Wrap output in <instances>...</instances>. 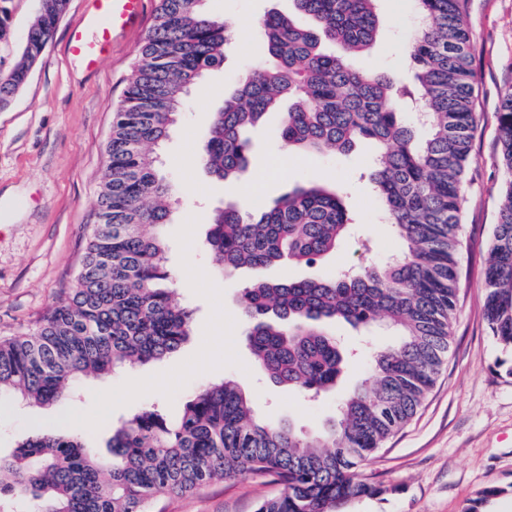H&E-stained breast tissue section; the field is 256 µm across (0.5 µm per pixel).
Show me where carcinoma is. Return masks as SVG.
<instances>
[{
  "instance_id": "obj_1",
  "label": "carcinoma",
  "mask_w": 512,
  "mask_h": 512,
  "mask_svg": "<svg viewBox=\"0 0 512 512\" xmlns=\"http://www.w3.org/2000/svg\"><path fill=\"white\" fill-rule=\"evenodd\" d=\"M9 2L0 0V44L11 39ZM38 2L14 62L0 66V110L28 82L69 5ZM205 2L158 0L115 112L81 270L34 330L0 340V397L51 406L84 376L160 361L189 340L193 312L171 288L161 234L176 199L159 151L190 91L223 65L235 37ZM378 2L293 0V14L261 18L252 35L265 43L269 61L241 74L198 154L212 180H237L249 166L246 131L283 100L279 139L290 154L377 146L368 179L395 228L397 253L333 278L264 279L242 292L246 340L259 368L315 396L335 389L353 358L334 324L387 325L397 340L371 353V386L342 397L336 417L313 432L259 419L229 379L192 393L174 421L151 406L122 422L107 456L82 434L49 426L0 454V512H151L160 492L183 494L253 472L272 473L284 485L257 512H342L352 500L390 491L360 478L357 468L416 415L448 354L476 113L466 0H411L419 19L406 58L413 80L402 85L350 63L377 40ZM400 99L415 102L420 127L402 118ZM497 123L506 179L484 315L492 336L512 351V89ZM349 229L339 192L309 183L248 212L225 205L206 243L229 275L242 267L312 265L336 252Z\"/></svg>"
}]
</instances>
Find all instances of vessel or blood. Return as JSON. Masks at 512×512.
Masks as SVG:
<instances>
[{
	"label": "vessel or blood",
	"mask_w": 512,
	"mask_h": 512,
	"mask_svg": "<svg viewBox=\"0 0 512 512\" xmlns=\"http://www.w3.org/2000/svg\"><path fill=\"white\" fill-rule=\"evenodd\" d=\"M96 4L88 23L72 32L68 44L70 55L89 69L111 49L114 34L136 26L143 12V0H96Z\"/></svg>",
	"instance_id": "b4317fda"
}]
</instances>
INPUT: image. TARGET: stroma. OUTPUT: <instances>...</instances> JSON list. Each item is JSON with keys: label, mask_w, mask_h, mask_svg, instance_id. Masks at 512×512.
Wrapping results in <instances>:
<instances>
[{"label": "stroma", "mask_w": 512, "mask_h": 512, "mask_svg": "<svg viewBox=\"0 0 512 512\" xmlns=\"http://www.w3.org/2000/svg\"><path fill=\"white\" fill-rule=\"evenodd\" d=\"M158 0H146L141 22L116 37L97 69L69 57L70 29L94 11L92 0H70L51 43L11 106L0 111V339L33 330L70 287L81 268L95 222L105 166V146L114 112L123 98ZM214 16L250 26L269 10L289 13L292 0H208ZM380 39L353 65L384 71L409 82L404 65L417 19L408 0H381ZM476 74L473 164L468 173L460 226L457 310L448 359L414 418L360 467L364 478L389 486V494L350 502L346 512H462L480 492L499 489L487 512H512V375L506 354L483 315V282L489 241L498 222L505 179L498 143L497 112L512 87V0H468ZM258 39L233 43L220 69L206 73L191 90L179 126L162 152V171L176 187L193 183L163 234L173 286L194 312L192 336L175 355L99 379L81 380L79 395L53 407L0 402V451L7 453L50 424L82 433L106 448L113 427L152 402L166 418L179 415L195 390L232 378L252 399L258 415L304 430L325 424L338 400L369 381L366 359L341 376L336 389L310 400L270 380L244 342L246 324L239 298L256 272L226 276L216 271L204 242L214 210L235 201L199 168L197 154L213 112L239 74L266 61ZM281 115L268 113L252 136L244 185L257 184L270 201L287 188L325 181L341 189L353 231L333 254L311 266L288 264L267 270L270 279L329 278L345 266L382 263L396 245L380 201L363 177L375 150L360 144L345 155L301 156L278 144ZM283 490L274 477L253 473L216 481L180 495H158L152 512H256Z\"/></svg>", "instance_id": "stroma-1"}]
</instances>
